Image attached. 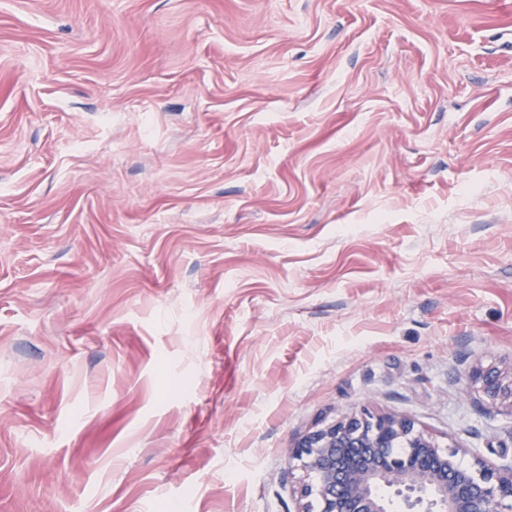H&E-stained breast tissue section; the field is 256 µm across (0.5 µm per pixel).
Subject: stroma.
Listing matches in <instances>:
<instances>
[{
	"label": "stroma",
	"mask_w": 512,
	"mask_h": 512,
	"mask_svg": "<svg viewBox=\"0 0 512 512\" xmlns=\"http://www.w3.org/2000/svg\"><path fill=\"white\" fill-rule=\"evenodd\" d=\"M512 0H0V512H298L369 409L512 455ZM484 382L487 401L492 406L508 401V406L512 409V376L504 381L498 375L488 374L484 377Z\"/></svg>",
	"instance_id": "1"
}]
</instances>
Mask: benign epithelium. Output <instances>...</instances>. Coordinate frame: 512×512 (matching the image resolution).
Listing matches in <instances>:
<instances>
[{
	"instance_id": "obj_1",
	"label": "benign epithelium",
	"mask_w": 512,
	"mask_h": 512,
	"mask_svg": "<svg viewBox=\"0 0 512 512\" xmlns=\"http://www.w3.org/2000/svg\"><path fill=\"white\" fill-rule=\"evenodd\" d=\"M491 405L512 409V377H484ZM308 480L299 512H512V460L465 465L396 414L368 409L306 434L291 451Z\"/></svg>"
}]
</instances>
